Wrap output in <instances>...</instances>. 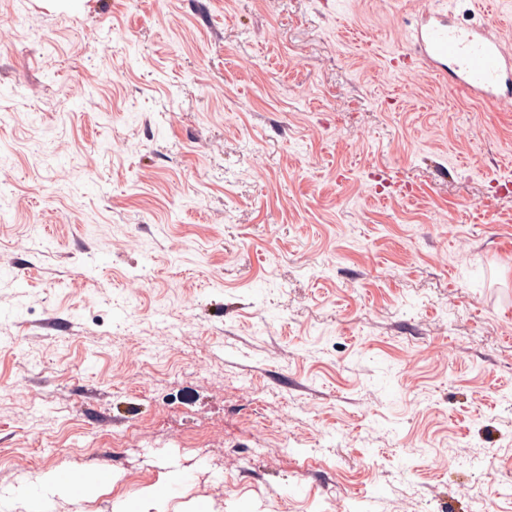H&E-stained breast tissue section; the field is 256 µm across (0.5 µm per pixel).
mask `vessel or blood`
I'll return each mask as SVG.
<instances>
[{
  "label": "vessel or blood",
  "instance_id": "vessel-or-blood-1",
  "mask_svg": "<svg viewBox=\"0 0 512 512\" xmlns=\"http://www.w3.org/2000/svg\"><path fill=\"white\" fill-rule=\"evenodd\" d=\"M419 62L429 70L446 73L448 84L485 104L512 101V49L482 25L449 23L443 11L422 13L411 32Z\"/></svg>",
  "mask_w": 512,
  "mask_h": 512
}]
</instances>
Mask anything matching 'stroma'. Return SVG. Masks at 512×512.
Here are the masks:
<instances>
[{"instance_id": "35a3bbf8", "label": "stroma", "mask_w": 512, "mask_h": 512, "mask_svg": "<svg viewBox=\"0 0 512 512\" xmlns=\"http://www.w3.org/2000/svg\"><path fill=\"white\" fill-rule=\"evenodd\" d=\"M431 2L0 0V512H512V112L391 66Z\"/></svg>"}]
</instances>
